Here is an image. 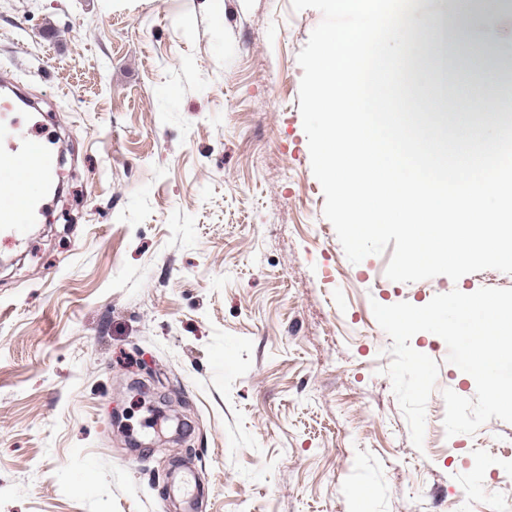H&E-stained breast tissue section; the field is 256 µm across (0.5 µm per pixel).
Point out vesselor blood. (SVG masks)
Masks as SVG:
<instances>
[{
    "label": "vessel or blood",
    "instance_id": "obj_1",
    "mask_svg": "<svg viewBox=\"0 0 512 512\" xmlns=\"http://www.w3.org/2000/svg\"><path fill=\"white\" fill-rule=\"evenodd\" d=\"M21 110L0 101V239H21L39 221L54 179L55 149L20 120Z\"/></svg>",
    "mask_w": 512,
    "mask_h": 512
}]
</instances>
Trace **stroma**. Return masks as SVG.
I'll return each mask as SVG.
<instances>
[{
    "label": "stroma",
    "mask_w": 512,
    "mask_h": 512,
    "mask_svg": "<svg viewBox=\"0 0 512 512\" xmlns=\"http://www.w3.org/2000/svg\"><path fill=\"white\" fill-rule=\"evenodd\" d=\"M291 0H0L64 184L0 240V512H512V423L439 336L415 448L373 303L512 288L351 263L310 161Z\"/></svg>",
    "instance_id": "obj_1"
}]
</instances>
